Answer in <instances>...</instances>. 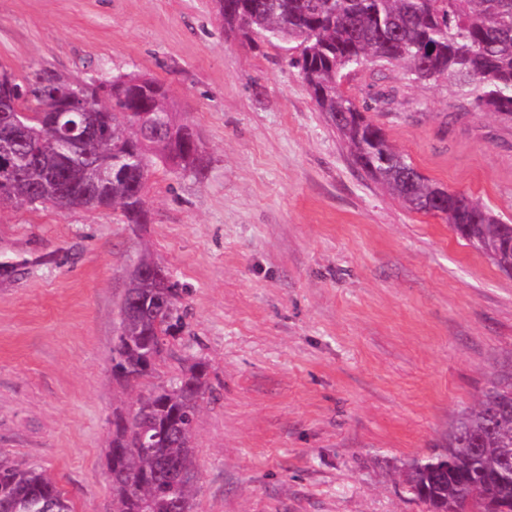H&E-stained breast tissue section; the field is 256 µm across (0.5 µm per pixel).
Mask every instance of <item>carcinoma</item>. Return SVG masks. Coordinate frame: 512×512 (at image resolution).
<instances>
[{"label": "carcinoma", "instance_id": "1", "mask_svg": "<svg viewBox=\"0 0 512 512\" xmlns=\"http://www.w3.org/2000/svg\"><path fill=\"white\" fill-rule=\"evenodd\" d=\"M224 30L248 41L294 45L318 109L346 138L359 166L410 209L441 216L492 264L512 265V224L481 202L432 182L395 149L341 89L344 71L394 65L415 82L444 80L477 112L512 118V0H213ZM34 71L19 83L0 71V102L17 103L25 138L1 137L0 158L18 177L0 204L60 212L110 207L126 224L148 221L146 182L157 165L197 170L200 142L176 120L165 85L146 75L105 83L50 80ZM91 125L95 136L79 143ZM126 294L142 302L120 322L112 350L119 380L159 357L179 320L175 285L128 279ZM207 367L196 362L172 383L140 399L125 422H114L108 479L112 512H182L196 481L192 438ZM452 441L406 470L408 492L429 512H458L467 495L479 512H512V369L489 381L478 404L448 421ZM0 512H74L42 470L0 455Z\"/></svg>", "mask_w": 512, "mask_h": 512}]
</instances>
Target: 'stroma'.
Wrapping results in <instances>:
<instances>
[{"instance_id": "1", "label": "stroma", "mask_w": 512, "mask_h": 512, "mask_svg": "<svg viewBox=\"0 0 512 512\" xmlns=\"http://www.w3.org/2000/svg\"><path fill=\"white\" fill-rule=\"evenodd\" d=\"M286 45L226 34L211 0H0V67L75 82L145 74L196 131L150 221L0 207V454L75 512H112V419L208 366L190 512H427L407 465L445 444L512 359V276L354 161ZM343 90L419 171L512 220V120L446 81L350 69ZM151 255L181 326L138 383L112 349L128 269Z\"/></svg>"}]
</instances>
